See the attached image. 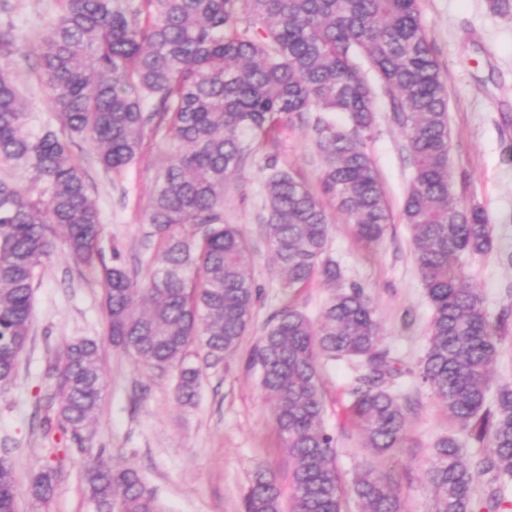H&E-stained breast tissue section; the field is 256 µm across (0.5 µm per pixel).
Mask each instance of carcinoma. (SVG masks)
<instances>
[{
  "instance_id": "1",
  "label": "carcinoma",
  "mask_w": 512,
  "mask_h": 512,
  "mask_svg": "<svg viewBox=\"0 0 512 512\" xmlns=\"http://www.w3.org/2000/svg\"><path fill=\"white\" fill-rule=\"evenodd\" d=\"M0 0V165L29 173L0 179V384L15 377L33 323L37 270L58 245L92 270L105 290L112 344L149 369L179 371L174 391L193 403L201 370L185 365L191 345L216 365L237 352L260 296L241 231L224 223V191L252 156V142L304 124L322 157L320 193L266 158L263 233L283 286L315 279L333 288L318 322L288 305L258 337L248 363L258 369L291 466V512H343L336 440L324 424L320 360L358 364L352 420L365 447L382 456L402 447L407 405L396 380L415 376L448 418L478 443L466 455L454 434L431 451V512H512V383H495L502 323L469 286L462 258L493 245L486 212L456 197L449 163L448 98L441 67L420 19V0H63L42 36L38 71L60 127L32 131L11 65L28 61ZM368 61L389 98L414 167L402 210L433 313L425 354L404 369L383 346L370 296L346 284L327 255L336 203L355 236L378 242L389 224L384 189L366 150L373 91L355 57ZM336 112L349 127L326 119ZM162 135L166 158L145 217L160 252L133 281L100 248L102 225L73 136L90 142L105 171L120 172ZM47 409L71 444L86 450L103 392L102 354L93 339L70 342L47 374ZM492 404H487L490 390ZM488 477L474 496V483ZM58 471L46 463L32 499H52ZM95 512H161L131 466L85 465ZM357 512H404L390 474L373 467L352 485ZM11 462L0 457V512H15ZM244 512H281V488L260 465Z\"/></svg>"
}]
</instances>
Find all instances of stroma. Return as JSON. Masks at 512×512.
<instances>
[{
    "label": "stroma",
    "mask_w": 512,
    "mask_h": 512,
    "mask_svg": "<svg viewBox=\"0 0 512 512\" xmlns=\"http://www.w3.org/2000/svg\"><path fill=\"white\" fill-rule=\"evenodd\" d=\"M13 3L10 21L16 41L36 52L62 2ZM420 13L448 92L453 190L465 204L481 206L494 226L492 251L466 259L465 273L495 316L512 311V126L502 124L503 113L512 114V13H497L492 0H420ZM14 76L30 103V124H56L36 66H16ZM374 96L375 127L367 150L384 187L390 223L380 241L365 245L355 239L334 205H327L329 253L344 280L361 285L371 296L385 346L412 367L425 353L432 314L410 231L402 220L413 167L384 92L375 89ZM72 151L90 175V193L104 226L101 247L106 259H119L131 274H139L140 261L157 252L144 212L163 158V141H146L140 160L119 175L98 166L89 142L76 140ZM269 154L310 187L318 185L321 159L308 130L299 125L285 129L278 142L258 143L245 167L230 178L224 221L237 225L247 243L260 298L236 354L212 367L201 346L190 347L189 362L202 370L193 405L175 401L176 370L142 368L130 352L112 345L105 334L103 290L95 273L76 267L61 247L39 269L29 344L13 382L0 387V455L14 468L18 512H95L85 494L84 461L90 454L108 464L135 467L165 512H241L243 493L260 463L275 471L282 494H289L288 455L258 374L247 368L246 360L282 308L290 305L318 319L331 290L317 279L304 288L282 286L261 232L264 160ZM84 337L101 344L104 389L88 450L82 453L72 449L58 429L40 428L34 415L47 385L46 370L57 363L68 341ZM352 375L350 362L321 363L324 422L336 439V466L343 484L373 465L399 476L406 512H429L433 492L425 472L430 450L439 438L457 433V425L426 387L403 377L397 389L410 403L403 446L391 455L374 457L348 416ZM51 460L57 463L58 478L52 500L42 507L27 489Z\"/></svg>",
    "instance_id": "35a3bbf8"
}]
</instances>
